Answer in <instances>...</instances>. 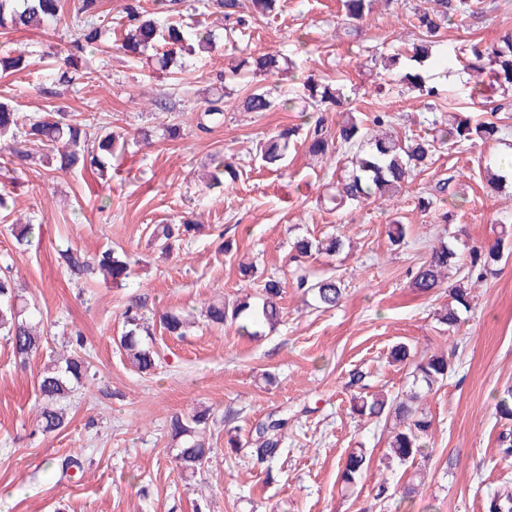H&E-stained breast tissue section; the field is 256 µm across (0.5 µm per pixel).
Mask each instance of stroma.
I'll use <instances>...</instances> for the list:
<instances>
[{"label":"stroma","instance_id":"1","mask_svg":"<svg viewBox=\"0 0 512 512\" xmlns=\"http://www.w3.org/2000/svg\"><path fill=\"white\" fill-rule=\"evenodd\" d=\"M484 2L485 13L469 28L442 30L435 53L469 40L492 47L512 32V0ZM199 5L179 0L177 9L185 21L215 30L220 42L187 58L178 74L158 70L153 59L108 49L85 53L92 79L39 85L34 77L55 67L57 50L70 38L67 27L0 33V53L16 49L26 57V70L0 77V99L21 117L79 113L130 140L105 183L84 171L0 167V189L15 200L13 218L38 227L20 249L0 226V268L10 267L18 294L40 308L43 330L40 354L24 366L0 338V512H484L488 495L512 483V458L498 450L512 421L500 419L494 407L512 385V254L473 289L470 310L453 333L437 319L446 295H418L410 277L438 241L488 247L512 225V174L496 189L486 181L487 170L512 161V109L496 112L472 101L477 74L455 65L419 68L439 98L402 85L385 59L411 47L419 33L385 0H377L357 31L346 28L340 0H281L277 14L232 34L219 16L200 14ZM235 45L288 57L295 67L227 81L224 124L201 133L197 115ZM310 79L343 88V104L320 111L331 133L345 113L387 112L393 134L404 139L424 132L435 107L447 116L492 120L502 131L491 141L439 149L392 206L371 201L337 209L330 197L348 164L344 148L309 156L300 133L286 167L268 171L257 144L282 126L301 125L300 114L279 107L260 115L240 107L257 85L273 88L277 99L300 100ZM163 99L173 110L160 109ZM171 123L180 125L181 139L165 138ZM143 129L150 144L132 145ZM215 158L232 163L239 176L223 191L208 192L200 177ZM445 178L449 188L438 192ZM421 197L433 199L430 210L418 208ZM396 216L409 226L398 246L386 235ZM184 217L201 229L180 250L165 256L150 246L153 225ZM326 234L340 236L342 250L313 255L305 267L342 279L344 297L329 310L290 286L296 270L291 241ZM66 248L89 256L107 248L127 254L126 284H77L58 257ZM244 259L286 284L281 324L258 338L212 325L201 314L215 300L259 296L257 283L238 272ZM135 295L146 302L161 357L151 375L131 367L116 344L122 312ZM174 311L193 321L179 338L159 326L161 314ZM76 329L87 340L93 377L65 401L68 426L45 434L36 424L37 376ZM401 342L419 356H451L447 380L423 402L433 436L420 461L424 477L408 496L403 489L413 482L411 473L382 464L386 428L357 422L350 411L352 372L365 374L372 393L408 389L411 365L389 361ZM203 408L211 413L214 452L199 473L186 476L176 466L166 425L174 414ZM282 409L290 415L287 451L270 469L253 467L243 450L227 447L229 428L247 434ZM354 448L367 449L372 461L347 490L340 469ZM73 455L82 469L68 478L61 462ZM385 480L393 497L382 502L375 488Z\"/></svg>","mask_w":512,"mask_h":512}]
</instances>
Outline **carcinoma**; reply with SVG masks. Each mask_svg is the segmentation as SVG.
Listing matches in <instances>:
<instances>
[{"label": "carcinoma", "mask_w": 512, "mask_h": 512, "mask_svg": "<svg viewBox=\"0 0 512 512\" xmlns=\"http://www.w3.org/2000/svg\"><path fill=\"white\" fill-rule=\"evenodd\" d=\"M376 0H342L346 23L359 26L372 11ZM429 7H408L410 24L419 31L420 41L412 46L408 61L430 57L431 44L435 42L441 28L453 23L460 27L483 11L481 0H428ZM64 0H0V29L28 30L56 26L64 17ZM203 8L224 15V20L246 25L242 0H206ZM251 17H267L279 8V0H250ZM101 0H79L72 16L73 40L61 57L60 64L52 69L51 76L57 83H69L70 76L78 68V59L86 51L96 50L104 43L106 27L100 20ZM123 23L120 35L115 37L112 49L128 56H139L148 50L159 68L183 66L181 59L191 57L201 50L213 48L215 39L208 32H200L184 21L173 20L164 25L150 18L144 0H124L121 10ZM432 58V57H430ZM435 66L446 69L448 63H462L469 69L489 71V82L476 89L475 95L482 104L492 102L499 93L505 95L512 89V34L504 36L501 43L485 48L478 43H466L432 58ZM283 70L276 56H246L234 62L228 73L238 77L246 72L272 75ZM400 81L411 90L428 95H437L436 89L426 87L424 80L414 70H407ZM308 107L317 109L325 104L342 101L340 88L331 83L310 80L304 85ZM241 106L246 112L262 114L271 111L275 98L270 89L254 87L244 96ZM224 120L223 96L209 101L197 118V128L208 134ZM90 119H77L64 112L52 119L22 120L19 113L6 102H0V140L10 139L16 144L37 143L42 150L46 167L62 171H90L103 178L112 169V159L125 151L127 142L112 130L102 131L91 148H86V128ZM322 120L314 123L310 132L308 150L314 155L325 156L338 142L350 154L349 169L338 181L336 205L363 203L371 198H382L402 191L412 181L417 171L432 158L440 147L453 148L476 141L493 138L499 127L492 121H474L469 116L453 114L443 121L436 117L428 121V132L407 141L385 135L367 139L364 120L352 113L338 125L336 137L323 133ZM296 128L285 126L260 146L259 158L271 169L285 166L288 149ZM238 171L232 165L219 163L214 166L206 182L213 190L224 187V183L237 178ZM7 230L19 246L29 244L33 233L32 224H10ZM198 231V225L189 219L174 224H156L151 229L154 244L165 255L173 253L176 245ZM386 234L393 245L403 241L407 227L397 218L390 220ZM343 242L337 236L321 239L301 237L293 241L291 251L294 258H308L313 254L333 255L340 251ZM470 265H479L484 274H494L495 264L500 258V245L487 249L469 248ZM70 275L77 279H92L101 273L116 283L128 277L129 263L112 249H106L86 257L71 249L62 251ZM461 271L460 256L453 244L446 241L432 248L429 256L411 277V287L422 295H430L443 289L444 271L449 268ZM470 276H464L446 288L452 302L439 313V322L453 331L462 321L461 313L468 310L471 298L468 288ZM297 290L311 296L323 308L335 307L343 298L345 288L335 275L312 278L305 273L293 281ZM283 283L274 277L264 280L260 306L253 308L242 300L232 304L222 300L213 301L206 308V319L214 325H230L238 334L256 338L263 335L262 328H274L284 315L282 306ZM141 298L132 299L122 313L123 332L119 337V348L138 372L149 375L157 368L158 353L146 344L142 336L149 333L142 309ZM37 307L23 305L16 295L14 281L8 275H0V335L6 338L15 357L26 360L40 349L42 336L36 319ZM162 328L171 336L185 335L188 320L181 314L168 312L160 319ZM70 355L56 361L53 367L45 368L38 375L37 386L43 401L38 414V427L44 432L60 430L67 425V417L61 401L71 392V385L80 384L90 377V363L82 355L86 351L83 333L75 330L67 340ZM412 388L404 397L390 399L384 393L355 394L351 400L352 414L367 421L386 419L395 422L389 442L387 459L398 465L414 466L424 457V439L428 437L432 419L419 410L426 394L448 378L450 357L445 354L422 356L412 360ZM495 411L504 420H512V386L503 390ZM210 412L202 409L189 417L174 415L169 422L168 435L178 448L176 459L181 473L195 474L200 471L214 452L206 437ZM288 412L272 413L257 423L250 438L241 441L238 435L228 439L231 448H246L251 464L267 468L283 452L285 429L288 427ZM371 463V455L364 448H353L343 465L340 479L345 487L352 488ZM486 512H512V488L504 486L485 503Z\"/></svg>", "instance_id": "cac0c4a2"}]
</instances>
